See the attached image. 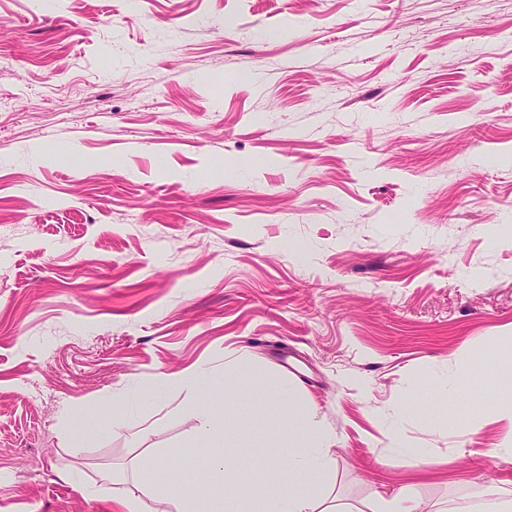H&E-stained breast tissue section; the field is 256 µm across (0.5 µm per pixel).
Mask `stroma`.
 Listing matches in <instances>:
<instances>
[{
  "label": "stroma",
  "instance_id": "1",
  "mask_svg": "<svg viewBox=\"0 0 512 512\" xmlns=\"http://www.w3.org/2000/svg\"><path fill=\"white\" fill-rule=\"evenodd\" d=\"M512 0H0V512H116L198 480L205 384L286 382L329 496L466 512L512 481ZM241 401L233 482L261 485ZM487 351L488 354L478 377H474L465 366H459L454 379L451 381V386L445 391V394H448V400L452 399L454 394L464 387L478 385L481 388L494 390L499 386L504 369L503 360L495 345H491ZM163 458L144 457L132 477L134 486L142 491L146 486H160L163 496L150 504L141 494L128 491L116 500L123 512H214L216 502L205 498L200 489L167 476ZM436 504L426 501L415 493V483L400 486L390 497L380 496L372 512H444Z\"/></svg>",
  "mask_w": 512,
  "mask_h": 512
}]
</instances>
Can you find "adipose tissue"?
Returning a JSON list of instances; mask_svg holds the SVG:
<instances>
[{
  "instance_id": "1",
  "label": "adipose tissue",
  "mask_w": 512,
  "mask_h": 512,
  "mask_svg": "<svg viewBox=\"0 0 512 512\" xmlns=\"http://www.w3.org/2000/svg\"><path fill=\"white\" fill-rule=\"evenodd\" d=\"M504 363L497 347H489L480 375L459 367L448 387V394L473 385L493 390L501 380ZM193 379L207 380L209 398L219 400L218 409H201L198 419L205 441L219 447L220 453L208 463V477H227L235 462L222 453L223 442L232 440L235 429L228 423L233 415L227 409V398L253 397L266 403L280 404L289 393L287 385L264 380L260 375H243L227 366L219 379H208L206 371L193 372ZM273 451L260 459L261 466L273 474L266 487H239L235 496L227 498L224 512H236V501L247 502L249 512H347L343 505L327 499L324 483L336 476V460L330 453L332 433L323 429L313 411L292 405L287 416L273 417ZM133 491L119 498L122 512H212L215 503L205 498L200 489L167 475V465L157 457L141 460L133 474Z\"/></svg>"
}]
</instances>
